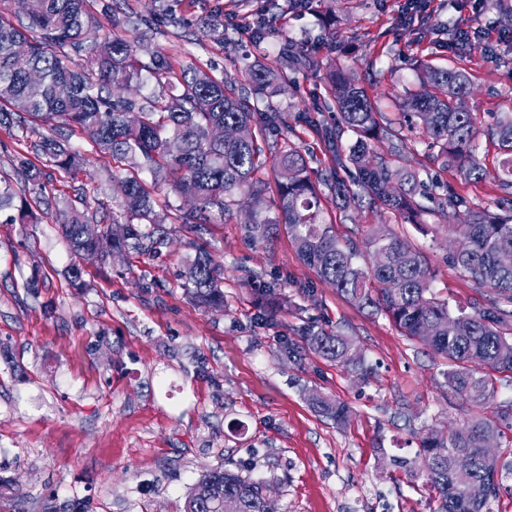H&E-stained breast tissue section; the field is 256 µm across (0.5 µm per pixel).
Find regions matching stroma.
<instances>
[{"label":"stroma","instance_id":"obj_1","mask_svg":"<svg viewBox=\"0 0 512 512\" xmlns=\"http://www.w3.org/2000/svg\"><path fill=\"white\" fill-rule=\"evenodd\" d=\"M231 13L223 48L185 27L157 23L149 37L175 64H194L215 76L236 75L241 56L263 62L289 44L336 59L383 110L416 81L415 61L454 65L444 27L490 29L473 37L465 62L472 82L467 99L482 123L512 103V30L492 0H336V25L296 14L288 0H176L188 20L216 5ZM266 8L279 38L255 44L247 24ZM317 78L276 101L314 160L325 147L303 123ZM85 150L77 181L53 173L46 196L73 200L75 187L107 202L119 200L111 157ZM426 138L401 160L422 180L438 177L468 206L496 210L502 192L493 181L473 182L430 161ZM243 211L210 226L204 238L224 265V310L190 302L181 284L195 234L174 229L158 254L129 250L105 265H83V287L72 286L75 263L53 213L37 224L0 218V477L28 495L31 512L50 501L79 500L91 512H182L185 496L207 469L220 464L269 480L279 512H431L435 493L423 478L395 468L414 458L425 429L460 424L476 408L454 395L445 360L402 336L383 314L359 306L297 256L287 232L273 244L245 237ZM386 225L421 249L434 293L450 308L469 307L479 291L448 260L445 227L398 223L392 214L361 207L335 224L339 238L364 242ZM274 287L283 303L273 309L258 290ZM313 325L350 336L371 371L368 381L310 351L287 352L289 341ZM316 389L351 409L345 424L319 415L307 390ZM512 407V373H497L494 397L480 413Z\"/></svg>","mask_w":512,"mask_h":512}]
</instances>
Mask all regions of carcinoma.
I'll return each mask as SVG.
<instances>
[{"instance_id": "1", "label": "carcinoma", "mask_w": 512, "mask_h": 512, "mask_svg": "<svg viewBox=\"0 0 512 512\" xmlns=\"http://www.w3.org/2000/svg\"><path fill=\"white\" fill-rule=\"evenodd\" d=\"M147 14L123 15V30L102 35V20H112L113 4L97 13L87 0H0V130L22 134L31 141L35 158L72 177L82 169L84 155L69 143L64 130L79 129L93 151L123 164L112 175L122 186L114 206L79 196L81 206L60 207L41 196L50 174L23 158V185L0 184V212L17 208L7 221L38 223L37 210L55 209L56 224L69 249L87 261L106 262L129 248L156 254L167 240L161 226L174 219L190 232L201 234L208 224H222L233 207L247 201L246 235L271 243L285 226L298 255L324 282L372 313H382L409 339L446 360L448 388L471 406L485 409L494 394L487 371L512 372V266L498 263V254L512 251V111L502 112L487 129L466 105L469 73L458 66L442 68L428 59L416 63L419 89L399 95L398 113L389 118L376 97L357 79L336 65L323 62L290 45L272 65L259 61L243 66V78L214 77L187 65L174 67L166 54L144 34L156 15L181 26L163 0H151ZM294 8L328 19L336 16V0H291ZM201 36L224 44V13L196 20ZM272 35L270 21L255 13L251 38L262 42ZM83 56L87 65L74 64ZM323 74L325 96L313 101L317 113L332 112L335 126L316 120L310 126L330 149L327 166L315 169L298 143L288 136V122L273 101L276 93L295 86L298 76ZM164 76L163 94L146 100L126 95L132 85ZM417 132L437 149L432 161L452 168L466 180L489 178L504 192L502 212L464 206L451 190L434 198L435 208L418 201L426 194L418 175L401 172L396 163L411 152L412 140L403 131ZM350 132L356 139L343 144ZM498 147L493 166L478 154L480 135ZM385 141L387 152L376 154L369 141ZM279 169L277 200L265 202L259 176L266 166ZM355 171L348 182L343 174ZM153 185H167L190 197L187 211L172 215L157 210ZM34 197L29 203L28 197ZM367 198L398 216L403 224L421 226L426 216L456 223L453 235L469 241V252L449 254L476 288H490L494 296L471 311H451L448 300L432 291V273L424 254L402 241L385 225L370 235L369 268L360 265L363 252L353 241L342 242L327 219L324 201L352 219L350 212ZM99 224L102 232L85 234L84 225ZM123 225L120 235L110 227ZM186 297L205 309L224 311V266L203 247L188 259L183 271ZM301 346L321 358L354 372L363 371L364 357L352 339L337 331L303 329ZM317 413L343 424L349 408L319 391L309 394ZM512 419L477 416L448 430L430 429L421 436L412 460L393 465L425 473L438 494L435 512H492L499 491L479 448L489 436L501 438L499 423ZM458 452L471 456L465 474L456 473L451 460ZM268 482L218 465L207 470L190 489L184 512H277L266 499ZM0 497L10 501L8 512H30L28 498L0 479Z\"/></svg>"}]
</instances>
